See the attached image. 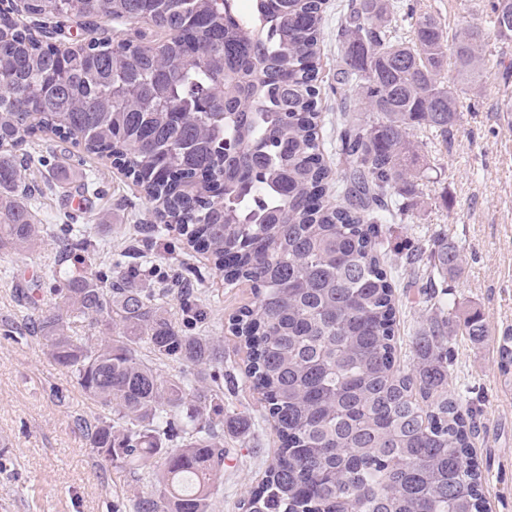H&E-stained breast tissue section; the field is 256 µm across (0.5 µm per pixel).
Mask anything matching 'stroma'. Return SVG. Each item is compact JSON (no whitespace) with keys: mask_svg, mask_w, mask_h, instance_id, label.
<instances>
[{"mask_svg":"<svg viewBox=\"0 0 512 512\" xmlns=\"http://www.w3.org/2000/svg\"><path fill=\"white\" fill-rule=\"evenodd\" d=\"M433 13L447 33L467 24L487 25L491 0H409ZM347 0H327L319 73L323 136L336 127V19ZM29 25L46 31L53 44L77 47L91 39L152 41L154 27L139 23H88L72 18L56 24L41 15ZM482 89L448 139L416 131L418 161L437 165L423 187L425 208L414 218L391 225L385 246L404 260L417 245L446 234L461 250L462 272L451 283L455 298L477 311L489 335L449 339V388L466 400L475 424L471 448L484 477L490 512H512V384L498 367L497 346L512 331V40L491 38ZM28 163L22 185L34 192L27 202L44 241L33 251L0 254V512H128L123 481L100 470L78 423L101 414L67 369L49 356L42 340L30 333L31 315L46 311L56 273L88 272L102 276L124 272L128 283L157 287L156 272L184 274L197 290L203 315L193 334L219 341L224 352V416L249 412L246 434L224 432L231 461L215 497L216 512H242L248 491L262 478L280 440L259 395L242 370L244 353L232 336L229 320L254 298L250 283L227 285L209 254L189 247L177 231L146 232L157 223L154 206L132 178L111 161L49 133L28 138L22 147ZM87 207L74 209L73 196ZM425 282L413 270L395 281L400 299L399 345L405 364L424 328Z\"/></svg>","mask_w":512,"mask_h":512,"instance_id":"35a3bbf8","label":"stroma"}]
</instances>
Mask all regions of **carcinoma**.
<instances>
[{
  "mask_svg": "<svg viewBox=\"0 0 512 512\" xmlns=\"http://www.w3.org/2000/svg\"><path fill=\"white\" fill-rule=\"evenodd\" d=\"M23 0L30 15L149 22L158 43L96 40L77 50L0 13V251L43 242L19 189L17 152L50 131L106 157L156 203L164 228L211 255L255 300L229 331L281 442L244 512H487L471 453L472 414L448 390V337L482 339L448 290L424 300L416 363L400 366L397 261L385 226L410 218L402 195L414 130L446 136L463 102L444 80L475 88L490 35L511 38L512 0L488 27L448 37L405 0H351L337 28L336 201L320 140L318 66L324 0ZM409 20L414 38L402 36ZM430 285L461 271L459 247H419ZM52 307L33 322L53 361L105 414L82 430L99 466L127 474L132 512H215L228 451L224 392L193 372L223 370L220 345L196 336L202 316L170 288H132L117 274L59 273ZM83 322L91 335L76 336ZM147 354H142L141 350ZM185 370L164 377L155 361Z\"/></svg>",
  "mask_w": 512,
  "mask_h": 512,
  "instance_id": "1",
  "label": "carcinoma"
}]
</instances>
